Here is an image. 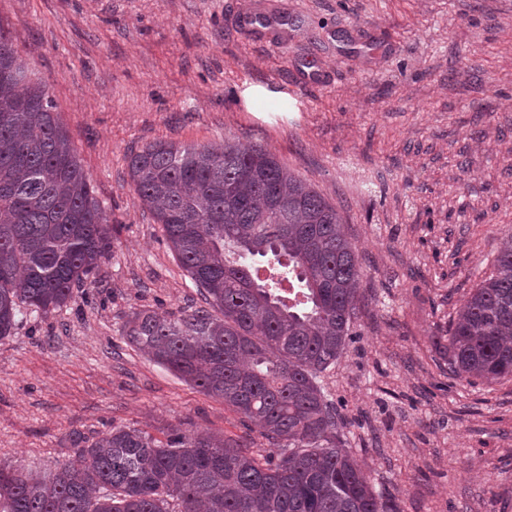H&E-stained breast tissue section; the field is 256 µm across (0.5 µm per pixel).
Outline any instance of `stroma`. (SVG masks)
Wrapping results in <instances>:
<instances>
[{"mask_svg":"<svg viewBox=\"0 0 512 512\" xmlns=\"http://www.w3.org/2000/svg\"><path fill=\"white\" fill-rule=\"evenodd\" d=\"M111 224L60 309L0 341V465L50 472L72 433L214 432L241 416L123 334L205 301L142 206L132 149L258 144L342 214L362 266L342 356L319 377L398 512H512V380L433 346L512 234V0H0Z\"/></svg>","mask_w":512,"mask_h":512,"instance_id":"35a3bbf8","label":"stroma"}]
</instances>
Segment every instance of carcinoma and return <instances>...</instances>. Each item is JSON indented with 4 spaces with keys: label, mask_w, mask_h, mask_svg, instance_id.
Returning <instances> with one entry per match:
<instances>
[{
    "label": "carcinoma",
    "mask_w": 512,
    "mask_h": 512,
    "mask_svg": "<svg viewBox=\"0 0 512 512\" xmlns=\"http://www.w3.org/2000/svg\"><path fill=\"white\" fill-rule=\"evenodd\" d=\"M16 41L0 27V340L21 308L66 305L112 248L91 178ZM128 171L206 306L135 311L125 336L283 453L174 428L163 441L135 427L91 443L76 434L75 458L49 474L0 466V512H396L344 448L319 384L359 303L361 265L336 207L270 151L230 140L155 141ZM257 257L287 270L302 299L255 275ZM437 346L460 378H512V234Z\"/></svg>",
    "instance_id": "1"
}]
</instances>
